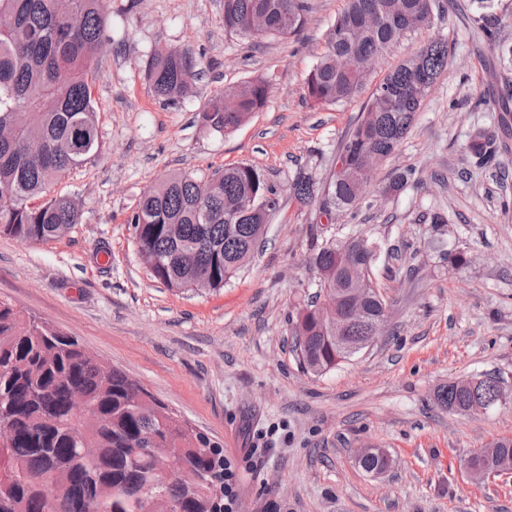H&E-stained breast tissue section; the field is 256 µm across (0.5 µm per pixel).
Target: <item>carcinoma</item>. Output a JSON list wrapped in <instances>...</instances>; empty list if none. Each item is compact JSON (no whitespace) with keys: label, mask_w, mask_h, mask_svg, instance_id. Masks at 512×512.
I'll return each instance as SVG.
<instances>
[{"label":"carcinoma","mask_w":512,"mask_h":512,"mask_svg":"<svg viewBox=\"0 0 512 512\" xmlns=\"http://www.w3.org/2000/svg\"><path fill=\"white\" fill-rule=\"evenodd\" d=\"M102 0H0V235L22 241H48L81 222L69 197H47L52 183L84 164L100 148L97 110L90 87L91 65L107 44ZM494 0H471L478 9V31L512 64V45L502 33L512 15L493 11ZM440 0H347L336 15L327 51L306 77L305 99L343 104L362 90L365 70L408 30L425 27L440 12ZM309 12L308 0H224V31L251 35L255 15L265 18L263 36L298 34ZM448 67V41L437 40L393 68L372 92L362 120L345 139L336 174L323 186L303 171L288 180L301 204L351 210L371 178L365 158L392 157L421 111L426 93ZM143 72L155 98L164 105L186 98L198 76V60L186 50L153 51ZM269 84L244 80L200 111L202 125L227 134L262 111ZM92 136L88 147L76 132ZM41 140L48 150L31 160L23 140ZM497 134L471 130L464 154L484 166L495 160ZM253 197L280 208V192L251 164L228 166L210 175L169 172L141 196L127 218L139 246L155 253L152 277L168 288L191 291L204 277L212 288L241 271L259 242L258 214L234 223L224 201ZM39 203H34V200ZM371 270L375 242L366 237L323 240L308 257L318 288L336 293V308H347L352 288L366 289L363 315L350 324L345 344L333 337L331 321L318 299L299 307L295 351L313 374L336 368L354 354L383 315L386 299L371 275L354 280L339 252ZM499 378L480 379L477 391L493 408L499 404ZM81 390L88 410L77 413L73 391ZM471 395L451 382L437 402L462 413ZM0 512H144L145 501L170 500L180 512H224V457L206 437L188 430L179 417L120 369L104 366L79 340L45 321L27 318L0 300ZM162 448L185 463L164 473L150 449ZM491 452L472 455L474 471L512 467V438L490 444ZM389 464L381 448L359 463L367 473ZM50 475L51 484L40 481Z\"/></svg>","instance_id":"obj_1"}]
</instances>
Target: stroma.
<instances>
[{"label":"stroma","instance_id":"1","mask_svg":"<svg viewBox=\"0 0 512 512\" xmlns=\"http://www.w3.org/2000/svg\"><path fill=\"white\" fill-rule=\"evenodd\" d=\"M441 2V17L395 41L357 97L314 107L305 78L346 0H308L287 39L225 32L224 0H104L110 42L90 75L102 148L49 190L73 197L81 221L47 242L0 236V298L77 337L218 447L224 512H512V473L477 479L464 465L512 438V401L475 416L435 401L455 380L512 385V136L495 163L463 160L512 67L501 78L490 69L495 51L469 0ZM437 39L447 70L359 206L336 216L343 234L381 246L371 277L394 335L324 374L300 367L292 320L316 290L307 256L323 232L316 209L287 194L262 250L224 287L180 292L151 277L126 219L160 176L248 163L281 186L300 171L326 181L376 85ZM162 46L190 49L201 69L175 105L155 99L142 70ZM253 77L270 87L261 112L226 136L200 126L211 99ZM404 168L414 181L382 194ZM437 210L448 221L436 227ZM438 241L465 249L468 264L450 267ZM369 446L390 453L387 472L359 467Z\"/></svg>","mask_w":512,"mask_h":512}]
</instances>
